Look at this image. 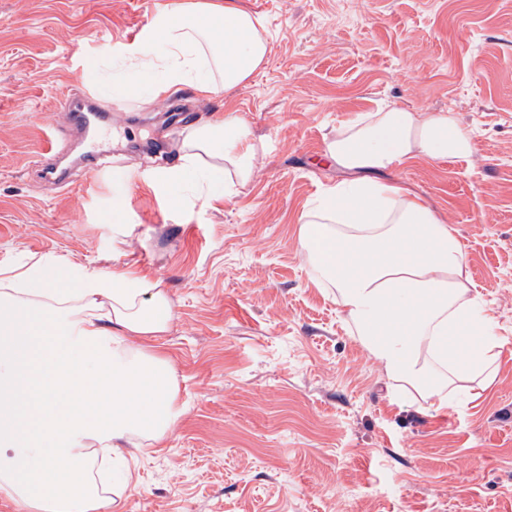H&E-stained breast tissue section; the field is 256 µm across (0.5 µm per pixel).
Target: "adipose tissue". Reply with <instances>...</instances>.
Listing matches in <instances>:
<instances>
[{
	"instance_id": "ef3b65f1",
	"label": "adipose tissue",
	"mask_w": 512,
	"mask_h": 512,
	"mask_svg": "<svg viewBox=\"0 0 512 512\" xmlns=\"http://www.w3.org/2000/svg\"><path fill=\"white\" fill-rule=\"evenodd\" d=\"M161 55H153L154 47ZM268 50L262 22L233 0H173L123 46L116 91L165 100L182 87L210 96L247 82ZM473 138L451 112L388 107L344 123L328 158L351 172L299 228L315 283L336 302L396 393L447 405L458 382L490 385L500 339L472 296L454 228L378 170L420 158H464ZM166 184L188 199L231 198L258 168L244 121L193 127L175 146ZM172 320L159 282L105 273L60 256L0 265V492L18 512H112V464L133 436L159 442L182 411L169 359L153 341Z\"/></svg>"
}]
</instances>
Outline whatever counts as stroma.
I'll return each mask as SVG.
<instances>
[{
    "instance_id": "1",
    "label": "stroma",
    "mask_w": 512,
    "mask_h": 512,
    "mask_svg": "<svg viewBox=\"0 0 512 512\" xmlns=\"http://www.w3.org/2000/svg\"><path fill=\"white\" fill-rule=\"evenodd\" d=\"M166 2L0 0V263L132 268L172 304L154 345L182 415L162 445L134 438L115 512H512V0H235L265 27L266 63L213 97L178 96L194 123L240 117L259 171L230 199L182 209L153 171L161 103L115 101L108 84ZM86 90L126 175L60 192L36 177V154ZM383 103L453 112L474 137L469 157L378 173L457 230L503 342L494 382L461 384L445 407L389 396L298 246L302 216L347 177L328 142Z\"/></svg>"
}]
</instances>
